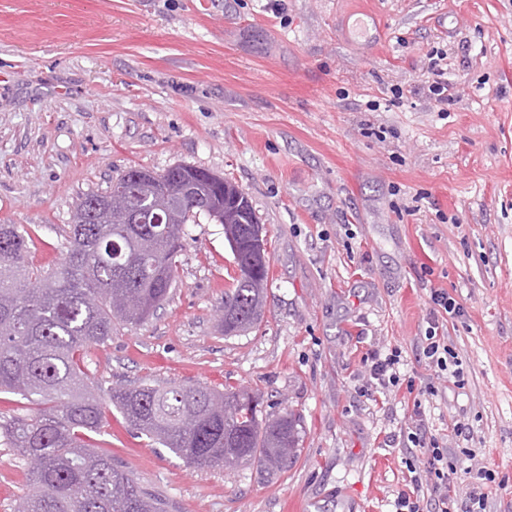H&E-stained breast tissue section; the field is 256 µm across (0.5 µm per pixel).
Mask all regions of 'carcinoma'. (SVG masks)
<instances>
[{"instance_id": "1", "label": "carcinoma", "mask_w": 512, "mask_h": 512, "mask_svg": "<svg viewBox=\"0 0 512 512\" xmlns=\"http://www.w3.org/2000/svg\"><path fill=\"white\" fill-rule=\"evenodd\" d=\"M112 211L110 192L76 203L60 265L44 271L26 260L28 232L0 224V393L20 397L35 415L0 419L4 444L32 465V489L14 512H170L169 501L142 486L121 461L86 441L105 423L106 406L85 367L89 350L119 325L137 326L169 299L182 235L162 224H126L131 211L176 224L204 216L233 224L224 240L233 275L224 292V336L262 321L269 259L256 262L260 224L246 193L224 198V178L185 165L153 173L130 168ZM112 407L150 441L196 467L233 470L260 459L270 474L288 470L303 451L306 427L290 410L258 417L260 394L200 384L113 387Z\"/></svg>"}]
</instances>
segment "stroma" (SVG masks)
<instances>
[{"mask_svg": "<svg viewBox=\"0 0 512 512\" xmlns=\"http://www.w3.org/2000/svg\"><path fill=\"white\" fill-rule=\"evenodd\" d=\"M367 11L383 40L337 35ZM434 48L459 94L444 112L414 93ZM177 164L248 194L265 317L222 335L233 265L223 225L200 218L168 302L92 348L90 380L256 388L261 417L303 415L304 449L274 477L199 468L112 408L92 444L171 512H392L406 467L389 441L413 401L363 397L361 359L397 346L401 374L429 379L420 339L442 288L463 308L439 333L466 384L422 418L448 444L452 494L487 467L486 512H512V0H0V224L28 231L32 265L61 263L80 197ZM27 469L0 444V512Z\"/></svg>", "mask_w": 512, "mask_h": 512, "instance_id": "obj_1", "label": "stroma"}]
</instances>
